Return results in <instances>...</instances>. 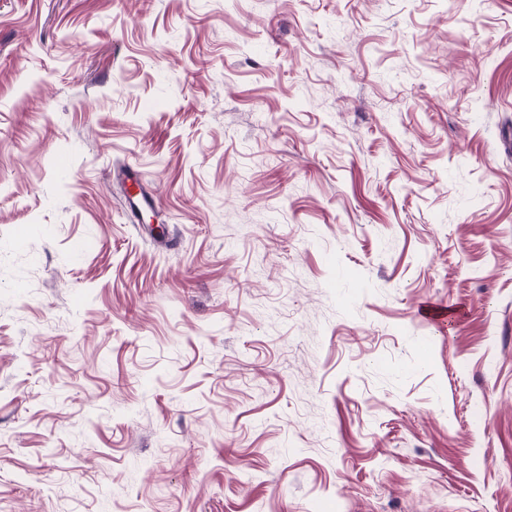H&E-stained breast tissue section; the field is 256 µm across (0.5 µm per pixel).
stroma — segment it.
Wrapping results in <instances>:
<instances>
[{"label": "stroma", "mask_w": 512, "mask_h": 512, "mask_svg": "<svg viewBox=\"0 0 512 512\" xmlns=\"http://www.w3.org/2000/svg\"><path fill=\"white\" fill-rule=\"evenodd\" d=\"M0 512H512V0H0Z\"/></svg>", "instance_id": "35a3bbf8"}]
</instances>
